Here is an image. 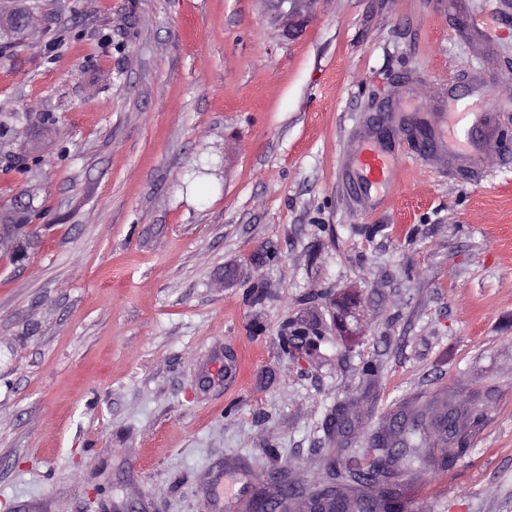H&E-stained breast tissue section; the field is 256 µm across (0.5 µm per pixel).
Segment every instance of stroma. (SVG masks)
<instances>
[{
  "label": "stroma",
  "instance_id": "obj_1",
  "mask_svg": "<svg viewBox=\"0 0 512 512\" xmlns=\"http://www.w3.org/2000/svg\"><path fill=\"white\" fill-rule=\"evenodd\" d=\"M456 2L321 0L285 40L259 0H16L0 512H252L447 402L402 512H512V109L474 169L401 135L385 189L352 164L382 101L444 134L452 97L512 96V8Z\"/></svg>",
  "mask_w": 512,
  "mask_h": 512
}]
</instances>
